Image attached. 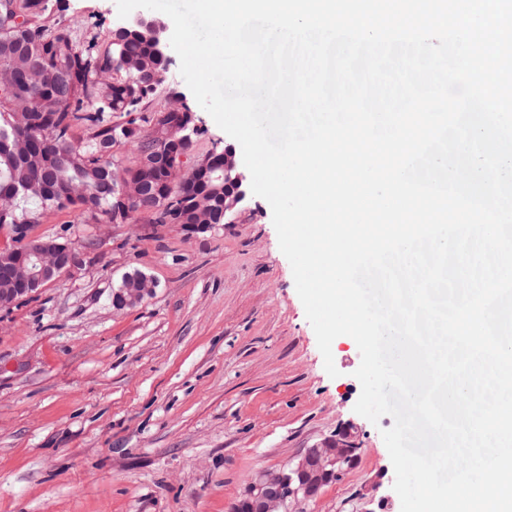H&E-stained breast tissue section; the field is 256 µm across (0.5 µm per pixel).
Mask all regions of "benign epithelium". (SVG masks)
Here are the masks:
<instances>
[{"label": "benign epithelium", "instance_id": "benign-epithelium-1", "mask_svg": "<svg viewBox=\"0 0 512 512\" xmlns=\"http://www.w3.org/2000/svg\"><path fill=\"white\" fill-rule=\"evenodd\" d=\"M133 27L150 30L156 49L165 60L169 56V29L167 21L150 13L140 12L132 19L112 30V39ZM169 113L163 112L154 123L157 130L169 129V137L177 144V150L168 152L166 162L171 171L178 173L182 159L191 145V135L186 127H170ZM224 153V214L231 213L248 194L250 177L237 161L236 150L228 145ZM34 261H12L6 254L0 255V278L9 287L0 288V310L30 296L43 284L69 271L76 264V255L67 246L52 239L40 240L31 252ZM154 282L141 272L126 274L121 285L112 293V307L116 311L140 304L154 292ZM357 457V449L336 443L322 448H309L298 463L288 469L263 471L250 482L234 512H290V506L315 497L321 488L341 475Z\"/></svg>", "mask_w": 512, "mask_h": 512}]
</instances>
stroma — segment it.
<instances>
[{
    "label": "stroma",
    "mask_w": 512,
    "mask_h": 512,
    "mask_svg": "<svg viewBox=\"0 0 512 512\" xmlns=\"http://www.w3.org/2000/svg\"><path fill=\"white\" fill-rule=\"evenodd\" d=\"M68 23L107 47L116 0H69ZM182 163L232 139L197 109ZM34 237L77 267L0 310V512H230L252 478L345 440L362 453L305 512H401L381 436L354 411L361 355L334 340L330 377L269 203L223 224H84L46 212ZM155 282L122 312L125 274Z\"/></svg>",
    "instance_id": "obj_1"
}]
</instances>
